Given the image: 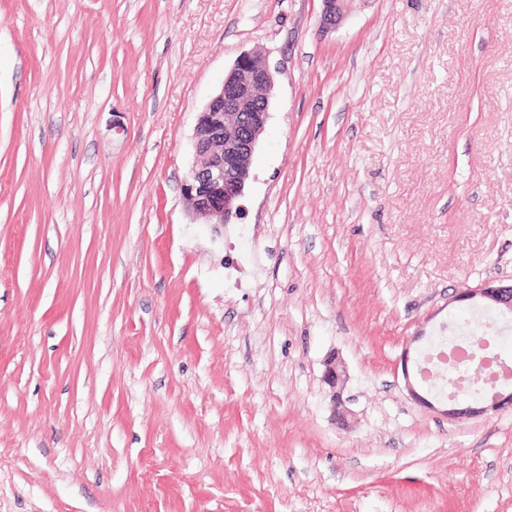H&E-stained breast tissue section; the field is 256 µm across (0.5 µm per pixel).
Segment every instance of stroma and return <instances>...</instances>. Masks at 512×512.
<instances>
[{
  "label": "stroma",
  "mask_w": 512,
  "mask_h": 512,
  "mask_svg": "<svg viewBox=\"0 0 512 512\" xmlns=\"http://www.w3.org/2000/svg\"><path fill=\"white\" fill-rule=\"evenodd\" d=\"M321 10L0 0V512H512V407L448 420L401 365L512 283V0ZM252 52L243 214L193 223ZM322 12L320 28L322 31L336 30L343 24L350 11L352 0H321ZM274 75L266 61L245 53L199 112L193 149L198 159L182 193L196 224H230L240 216L250 163L269 118ZM456 302H467L469 305L512 314V283L496 284L487 281L478 288L464 290L455 296ZM346 371L344 366L340 361H336V357H330L325 362V371L323 375L324 382L329 385L330 388L334 389V393L332 395V402H333V408L334 413L336 416V408L339 409V407H342L341 412L338 411V415L340 417V420L343 422H346L348 417V410L344 407L342 403V399L340 398V392H336V387L341 386L343 387L345 381H346Z\"/></svg>",
  "instance_id": "35a3bbf8"
}]
</instances>
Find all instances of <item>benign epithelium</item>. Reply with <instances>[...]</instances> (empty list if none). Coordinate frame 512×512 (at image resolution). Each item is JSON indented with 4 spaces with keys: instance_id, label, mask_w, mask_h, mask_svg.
I'll list each match as a JSON object with an SVG mask.
<instances>
[{
    "instance_id": "benign-epithelium-1",
    "label": "benign epithelium",
    "mask_w": 512,
    "mask_h": 512,
    "mask_svg": "<svg viewBox=\"0 0 512 512\" xmlns=\"http://www.w3.org/2000/svg\"><path fill=\"white\" fill-rule=\"evenodd\" d=\"M351 0H322L320 28L336 30L350 11ZM274 75L266 61L245 53L225 75L219 91L199 112L195 126L193 164L182 182V193L197 224H228L240 216L250 163L269 118ZM456 302L512 314V284L487 281L454 296ZM324 382L334 389L344 385L346 371L336 357L325 362ZM512 406V386L504 384L489 403L461 407L448 403L438 409L450 421Z\"/></svg>"
}]
</instances>
